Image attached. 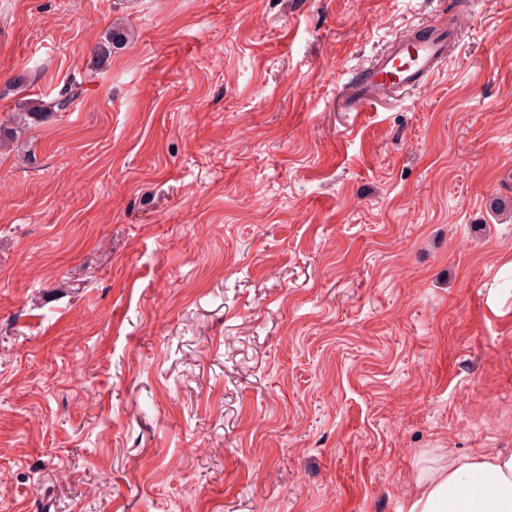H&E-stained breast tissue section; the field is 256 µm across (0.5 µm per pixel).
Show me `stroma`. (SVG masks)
<instances>
[{
    "label": "stroma",
    "instance_id": "35a3bbf8",
    "mask_svg": "<svg viewBox=\"0 0 512 512\" xmlns=\"http://www.w3.org/2000/svg\"><path fill=\"white\" fill-rule=\"evenodd\" d=\"M69 85L0 154V512H398L512 452V0H0V120ZM447 61L448 22H429L410 36L390 41L347 81L342 90L345 107L349 112H365L421 89Z\"/></svg>",
    "mask_w": 512,
    "mask_h": 512
}]
</instances>
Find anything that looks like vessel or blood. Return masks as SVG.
<instances>
[{
  "label": "vessel or blood",
  "mask_w": 512,
  "mask_h": 512,
  "mask_svg": "<svg viewBox=\"0 0 512 512\" xmlns=\"http://www.w3.org/2000/svg\"><path fill=\"white\" fill-rule=\"evenodd\" d=\"M447 61L448 26L429 22L419 32L390 41L347 81L342 90L345 107L362 112L422 88Z\"/></svg>",
  "instance_id": "obj_1"
}]
</instances>
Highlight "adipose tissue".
Here are the masks:
<instances>
[{
	"instance_id": "ef3b65f1",
	"label": "adipose tissue",
	"mask_w": 512,
	"mask_h": 512,
	"mask_svg": "<svg viewBox=\"0 0 512 512\" xmlns=\"http://www.w3.org/2000/svg\"><path fill=\"white\" fill-rule=\"evenodd\" d=\"M405 512H512V452L449 456L417 480Z\"/></svg>"
}]
</instances>
